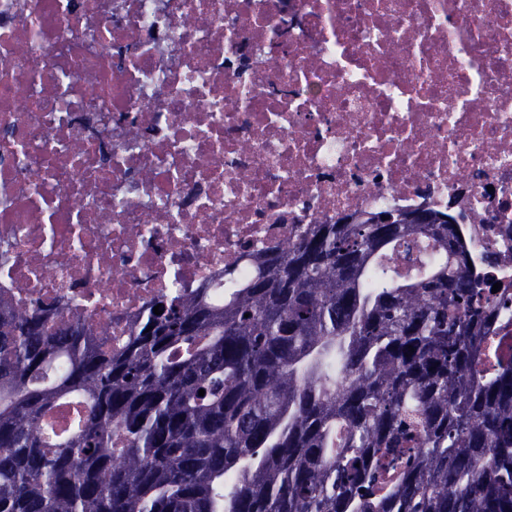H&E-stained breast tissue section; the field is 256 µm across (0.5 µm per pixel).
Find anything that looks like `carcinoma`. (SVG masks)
Here are the masks:
<instances>
[{"instance_id": "carcinoma-1", "label": "carcinoma", "mask_w": 512, "mask_h": 512, "mask_svg": "<svg viewBox=\"0 0 512 512\" xmlns=\"http://www.w3.org/2000/svg\"><path fill=\"white\" fill-rule=\"evenodd\" d=\"M461 231L432 208L309 224L224 307L161 300L115 350L1 306L0 512H512L509 297ZM80 416V406L68 400L48 415L46 426L50 432L59 436L68 435L76 428Z\"/></svg>"}]
</instances>
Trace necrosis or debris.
I'll use <instances>...</instances> for the list:
<instances>
[{
  "label": "necrosis or debris",
  "instance_id": "4bbe7bcc",
  "mask_svg": "<svg viewBox=\"0 0 512 512\" xmlns=\"http://www.w3.org/2000/svg\"><path fill=\"white\" fill-rule=\"evenodd\" d=\"M389 208L451 211L512 289V0H0V304L118 344Z\"/></svg>",
  "mask_w": 512,
  "mask_h": 512
}]
</instances>
